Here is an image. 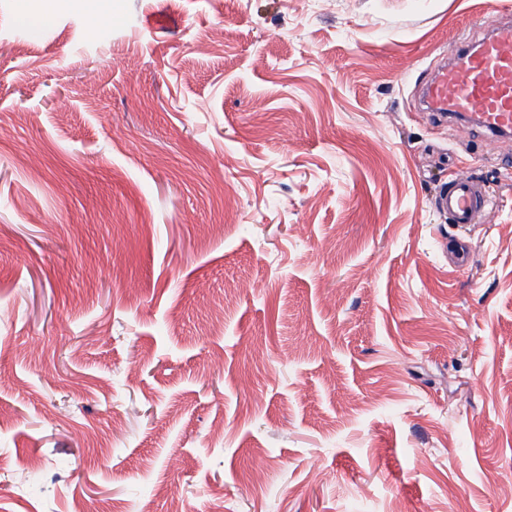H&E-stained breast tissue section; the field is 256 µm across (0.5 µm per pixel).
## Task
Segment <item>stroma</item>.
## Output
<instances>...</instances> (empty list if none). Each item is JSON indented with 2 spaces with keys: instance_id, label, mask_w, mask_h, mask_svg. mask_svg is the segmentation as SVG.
I'll list each match as a JSON object with an SVG mask.
<instances>
[{
  "instance_id": "1",
  "label": "stroma",
  "mask_w": 512,
  "mask_h": 512,
  "mask_svg": "<svg viewBox=\"0 0 512 512\" xmlns=\"http://www.w3.org/2000/svg\"><path fill=\"white\" fill-rule=\"evenodd\" d=\"M486 13L0 0V512H512V137L419 100ZM489 204V197L480 184L472 180L453 179L439 200V206L448 212L451 224L463 229L476 224L479 214Z\"/></svg>"
}]
</instances>
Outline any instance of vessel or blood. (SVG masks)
I'll return each mask as SVG.
<instances>
[{
  "mask_svg": "<svg viewBox=\"0 0 512 512\" xmlns=\"http://www.w3.org/2000/svg\"><path fill=\"white\" fill-rule=\"evenodd\" d=\"M485 35L463 40L451 64L438 70L426 86L427 103L440 116L464 118L491 136L512 134V21L500 15L483 18ZM489 198L480 184L454 179L439 205L457 228L476 223Z\"/></svg>",
  "mask_w": 512,
  "mask_h": 512,
  "instance_id": "vessel-or-blood-1",
  "label": "vessel or blood"
}]
</instances>
